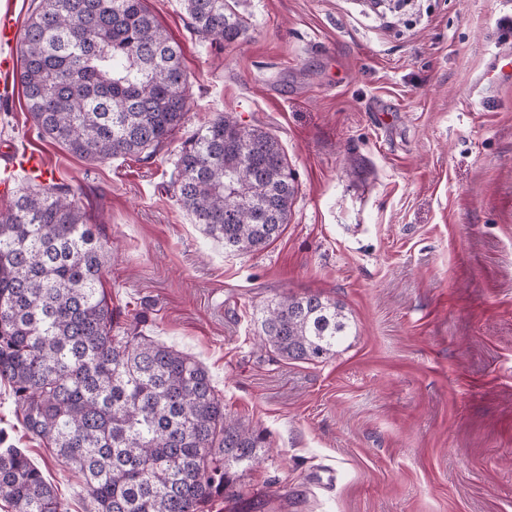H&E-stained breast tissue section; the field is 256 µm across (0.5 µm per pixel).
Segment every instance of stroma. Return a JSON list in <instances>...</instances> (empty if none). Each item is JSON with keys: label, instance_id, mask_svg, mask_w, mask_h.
I'll use <instances>...</instances> for the list:
<instances>
[{"label": "stroma", "instance_id": "stroma-1", "mask_svg": "<svg viewBox=\"0 0 512 512\" xmlns=\"http://www.w3.org/2000/svg\"><path fill=\"white\" fill-rule=\"evenodd\" d=\"M230 45L194 33L182 0H145L180 43L189 110L157 148L93 162L38 137L22 91L0 99V148L44 154L112 244L115 326L192 355L231 418L262 433L235 497L206 512H512V89L471 92L512 41V0H228ZM229 112L275 136L295 176L267 248L226 253L174 191L183 142ZM340 301L336 355L264 347L261 306ZM0 429L68 512L81 478L22 424L0 381Z\"/></svg>", "mask_w": 512, "mask_h": 512}]
</instances>
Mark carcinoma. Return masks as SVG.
<instances>
[{
  "instance_id": "cac0c4a2",
  "label": "carcinoma",
  "mask_w": 512,
  "mask_h": 512,
  "mask_svg": "<svg viewBox=\"0 0 512 512\" xmlns=\"http://www.w3.org/2000/svg\"><path fill=\"white\" fill-rule=\"evenodd\" d=\"M212 43L245 31L226 0H183ZM19 76L37 133L94 161L167 140L188 110L181 49L144 0H38ZM178 201L231 253L265 248L288 223L294 178L279 141L218 112L177 159ZM106 251L64 184L20 186L0 209V381L22 423L82 477L92 512H204L239 494L231 469L258 460L262 438L224 414L191 355L136 329L114 333L101 290ZM282 358L323 362L350 335L344 307L283 295L260 310ZM0 499L14 512H66L25 451L0 430Z\"/></svg>"
}]
</instances>
